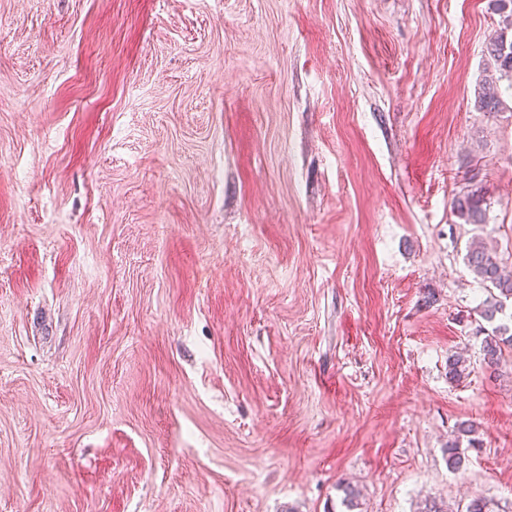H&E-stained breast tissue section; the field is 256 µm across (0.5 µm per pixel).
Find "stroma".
Masks as SVG:
<instances>
[{
    "instance_id": "obj_1",
    "label": "stroma",
    "mask_w": 512,
    "mask_h": 512,
    "mask_svg": "<svg viewBox=\"0 0 512 512\" xmlns=\"http://www.w3.org/2000/svg\"><path fill=\"white\" fill-rule=\"evenodd\" d=\"M502 27L0 0V512H512V349L485 367L464 260L512 269V94L475 106ZM452 205L455 214L464 223L485 224L488 204L481 189L460 193L454 198Z\"/></svg>"
}]
</instances>
